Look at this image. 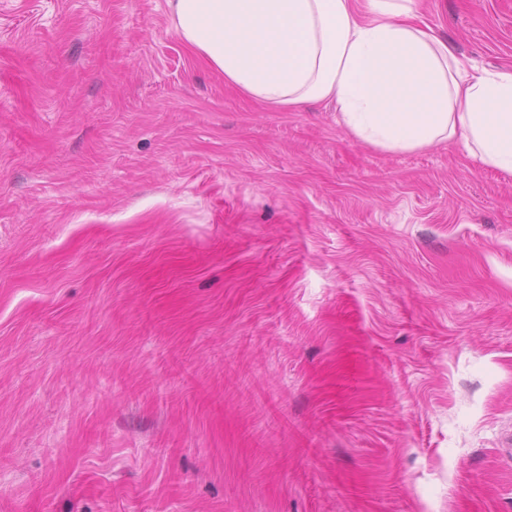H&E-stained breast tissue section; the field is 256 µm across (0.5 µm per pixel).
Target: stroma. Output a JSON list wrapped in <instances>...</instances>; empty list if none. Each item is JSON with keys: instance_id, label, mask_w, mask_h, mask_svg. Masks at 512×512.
<instances>
[{"instance_id": "stroma-1", "label": "stroma", "mask_w": 512, "mask_h": 512, "mask_svg": "<svg viewBox=\"0 0 512 512\" xmlns=\"http://www.w3.org/2000/svg\"><path fill=\"white\" fill-rule=\"evenodd\" d=\"M479 67L512 0H423ZM512 175L266 106L166 0H0V512H512Z\"/></svg>"}]
</instances>
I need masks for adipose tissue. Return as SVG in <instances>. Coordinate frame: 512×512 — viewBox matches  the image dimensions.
Segmentation results:
<instances>
[{"label":"adipose tissue","instance_id":"adipose-tissue-1","mask_svg":"<svg viewBox=\"0 0 512 512\" xmlns=\"http://www.w3.org/2000/svg\"><path fill=\"white\" fill-rule=\"evenodd\" d=\"M172 27L226 82L275 108L335 104L384 152L457 145L512 174V68L458 55L417 0H166Z\"/></svg>","mask_w":512,"mask_h":512}]
</instances>
